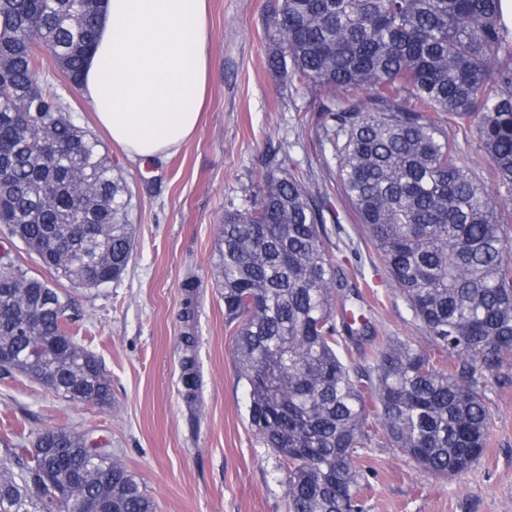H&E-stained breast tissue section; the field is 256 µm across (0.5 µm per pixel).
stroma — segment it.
I'll use <instances>...</instances> for the list:
<instances>
[{"label": "stroma", "mask_w": 512, "mask_h": 512, "mask_svg": "<svg viewBox=\"0 0 512 512\" xmlns=\"http://www.w3.org/2000/svg\"><path fill=\"white\" fill-rule=\"evenodd\" d=\"M211 76L196 135L161 163L133 160L97 125L93 107L52 57L39 80L53 84L74 123L97 136L130 190L137 244L119 281L75 288L42 267L18 239L0 231V249L72 302L79 344L102 362L112 403L79 405L21 375L0 377V455L6 443L31 445L37 433L66 429L108 445L146 487L157 512H287L283 471L250 426L246 384L234 359L233 329L213 272L217 226L263 181L270 156H290L338 219L332 249L355 281L378 335L426 347L387 269L338 190L335 170L305 129L311 95L286 87L266 58L282 0H210ZM198 280L193 321L181 317L188 276ZM195 347L186 351L184 338ZM199 378L186 400L182 360ZM490 411L484 454L465 473L436 478L396 455L383 438L361 449L360 512H512V357L480 378Z\"/></svg>", "instance_id": "stroma-1"}]
</instances>
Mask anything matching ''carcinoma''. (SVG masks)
Returning <instances> with one entry per match:
<instances>
[{
  "label": "carcinoma",
  "mask_w": 512,
  "mask_h": 512,
  "mask_svg": "<svg viewBox=\"0 0 512 512\" xmlns=\"http://www.w3.org/2000/svg\"><path fill=\"white\" fill-rule=\"evenodd\" d=\"M103 0H0V226L76 288L119 280L135 249L127 186L50 83L77 88ZM501 0H283L268 65L313 94L312 131L342 194L431 351L378 337L332 252L319 195L287 156L249 206L228 210L216 283L262 443L287 465V512H358L357 449L384 439L435 476L488 444L476 374L512 355V30ZM482 152L490 184L461 158ZM182 316H195L184 283ZM67 296L0 254V376L104 406L99 359L70 331ZM369 342L367 369L340 351ZM156 512L86 435L52 429L0 459V512Z\"/></svg>",
  "instance_id": "obj_1"
}]
</instances>
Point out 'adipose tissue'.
<instances>
[{"label": "adipose tissue", "instance_id": "ef3b65f1", "mask_svg": "<svg viewBox=\"0 0 512 512\" xmlns=\"http://www.w3.org/2000/svg\"><path fill=\"white\" fill-rule=\"evenodd\" d=\"M81 96L128 158L165 159L195 134L210 73L208 0H105Z\"/></svg>", "mask_w": 512, "mask_h": 512}]
</instances>
